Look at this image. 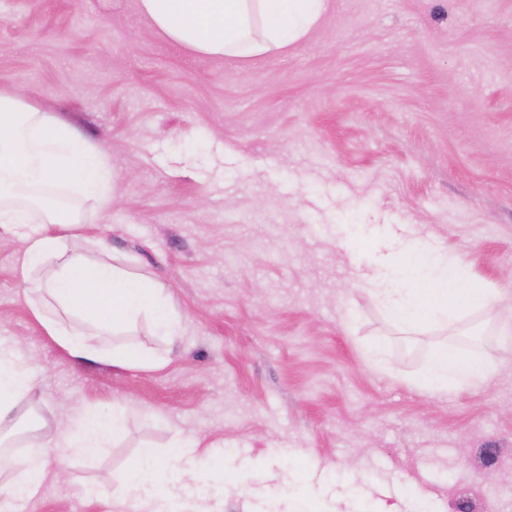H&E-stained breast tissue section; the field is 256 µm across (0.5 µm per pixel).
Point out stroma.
<instances>
[{
    "instance_id": "35a3bbf8",
    "label": "stroma",
    "mask_w": 512,
    "mask_h": 512,
    "mask_svg": "<svg viewBox=\"0 0 512 512\" xmlns=\"http://www.w3.org/2000/svg\"><path fill=\"white\" fill-rule=\"evenodd\" d=\"M0 89L112 165L107 210L67 193L68 254L150 275L182 325L138 322L155 369L71 357L0 232V340L41 370L0 444L70 460L15 512H148L127 470L176 441L209 465L179 512H512V0H331L300 45L238 63L168 43L137 0H0ZM411 228L469 256L496 310L396 329L358 282ZM443 343L494 376L419 390ZM92 409L122 416L117 446L46 448Z\"/></svg>"
}]
</instances>
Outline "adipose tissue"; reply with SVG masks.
I'll use <instances>...</instances> for the list:
<instances>
[{
    "label": "adipose tissue",
    "mask_w": 512,
    "mask_h": 512,
    "mask_svg": "<svg viewBox=\"0 0 512 512\" xmlns=\"http://www.w3.org/2000/svg\"><path fill=\"white\" fill-rule=\"evenodd\" d=\"M329 4L330 0H137L140 13L163 39L195 54L231 61L260 58L300 44ZM111 184L112 170L102 155L85 150L68 126L0 92V229L23 243L17 268L35 315L47 334L74 357L151 369L163 362L154 350L136 344L107 348L92 344L90 337L120 335L143 316L160 335H178L180 320L164 288L118 262L90 264L66 257L63 237L49 227L72 223V215L52 209L39 222L27 206L14 201L23 188L44 185L72 188L107 205ZM364 287L403 328L487 311L499 293L493 284L473 279L460 258L412 232L378 253ZM47 297L54 301L55 313L43 312ZM73 314L85 318L91 333L68 324ZM492 373L487 362L441 346L416 384L429 394L449 395L479 387ZM38 374L17 343L0 341V422L33 389ZM122 430L119 417L86 412L55 443L92 453L117 439ZM129 475L136 487L152 491L153 512H169L177 486L151 451H144Z\"/></svg>",
    "instance_id": "1"
}]
</instances>
